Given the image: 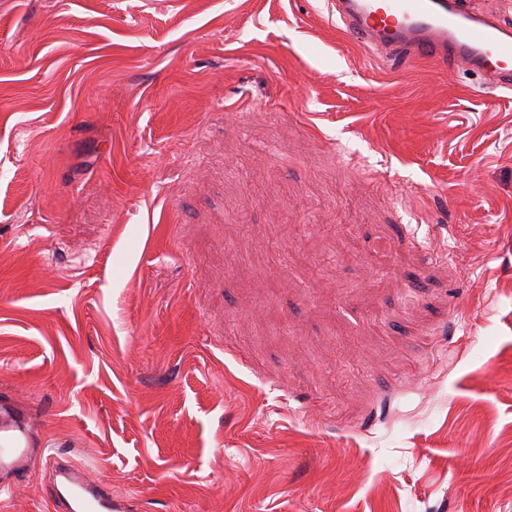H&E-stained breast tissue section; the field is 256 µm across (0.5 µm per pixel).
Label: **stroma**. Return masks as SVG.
<instances>
[{
	"label": "stroma",
	"mask_w": 512,
	"mask_h": 512,
	"mask_svg": "<svg viewBox=\"0 0 512 512\" xmlns=\"http://www.w3.org/2000/svg\"><path fill=\"white\" fill-rule=\"evenodd\" d=\"M128 512H512V90L331 0H0V401Z\"/></svg>",
	"instance_id": "stroma-1"
}]
</instances>
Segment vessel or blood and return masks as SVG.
Returning <instances> with one entry per match:
<instances>
[{
    "instance_id": "obj_1",
    "label": "vessel or blood",
    "mask_w": 512,
    "mask_h": 512,
    "mask_svg": "<svg viewBox=\"0 0 512 512\" xmlns=\"http://www.w3.org/2000/svg\"><path fill=\"white\" fill-rule=\"evenodd\" d=\"M346 32L384 59L425 60L512 88V25L471 0H334ZM34 453L28 418L0 406V479L23 477ZM51 495L59 512H123L111 485L81 463L54 461Z\"/></svg>"
}]
</instances>
